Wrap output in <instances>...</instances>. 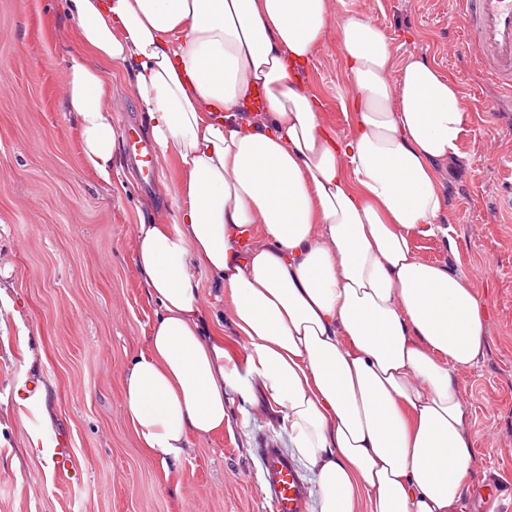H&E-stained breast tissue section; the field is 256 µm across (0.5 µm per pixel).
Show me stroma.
<instances>
[{
  "label": "stroma",
  "mask_w": 512,
  "mask_h": 512,
  "mask_svg": "<svg viewBox=\"0 0 512 512\" xmlns=\"http://www.w3.org/2000/svg\"><path fill=\"white\" fill-rule=\"evenodd\" d=\"M347 2L396 58L425 55L461 93L463 155L440 173L457 251L439 236L416 248L450 264L490 307L484 354L458 374L477 462L467 512H512V101L485 111L497 89L459 51L455 0ZM71 31L62 0H0V512H268L257 450L290 445L261 404L231 394L232 432L192 439L167 471L127 419L123 373L158 309L134 264V226L176 224L179 201L142 190L131 167L109 186L84 165L61 98ZM304 78L325 124L346 136L347 63L335 27ZM112 120L120 137L146 133L120 72ZM32 386L47 397L29 410L20 399ZM55 446L72 456L69 472L55 471Z\"/></svg>",
  "instance_id": "stroma-1"
}]
</instances>
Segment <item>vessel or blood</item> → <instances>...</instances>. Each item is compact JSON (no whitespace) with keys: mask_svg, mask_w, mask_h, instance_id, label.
Listing matches in <instances>:
<instances>
[{"mask_svg":"<svg viewBox=\"0 0 512 512\" xmlns=\"http://www.w3.org/2000/svg\"><path fill=\"white\" fill-rule=\"evenodd\" d=\"M468 47L485 77L512 96V0H457ZM262 484L273 512H304L307 489L279 449H263Z\"/></svg>","mask_w":512,"mask_h":512,"instance_id":"b4317fda","label":"vessel or blood"}]
</instances>
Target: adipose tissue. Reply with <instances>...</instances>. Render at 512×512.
<instances>
[{"instance_id": "1", "label": "adipose tissue", "mask_w": 512, "mask_h": 512, "mask_svg": "<svg viewBox=\"0 0 512 512\" xmlns=\"http://www.w3.org/2000/svg\"><path fill=\"white\" fill-rule=\"evenodd\" d=\"M344 0H63L76 29L62 97L82 159L111 182L121 68L158 163L175 160V225L135 227L159 310L123 374L124 404L163 468L223 433L227 391L261 392L320 489L314 512H465L472 415L457 372L484 352L487 303L418 236L441 222L438 174L462 155L457 84L396 61ZM349 72L348 136L302 74L331 20ZM264 100L263 109L252 105ZM221 291L208 326L195 282Z\"/></svg>"}]
</instances>
